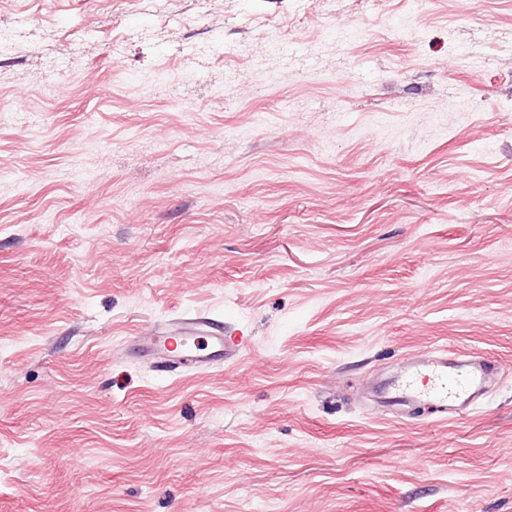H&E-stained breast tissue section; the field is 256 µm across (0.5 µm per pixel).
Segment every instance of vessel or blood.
Listing matches in <instances>:
<instances>
[{"label": "vessel or blood", "instance_id": "1", "mask_svg": "<svg viewBox=\"0 0 512 512\" xmlns=\"http://www.w3.org/2000/svg\"><path fill=\"white\" fill-rule=\"evenodd\" d=\"M140 353L168 365L203 368L236 357L243 345L239 336H227L205 321L187 319L175 327L134 337ZM492 362L460 360L449 362L445 352L417 362L392 386L395 395L423 403L431 412L445 414L449 404L469 406L483 391Z\"/></svg>", "mask_w": 512, "mask_h": 512}]
</instances>
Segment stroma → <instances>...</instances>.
<instances>
[{"mask_svg":"<svg viewBox=\"0 0 512 512\" xmlns=\"http://www.w3.org/2000/svg\"><path fill=\"white\" fill-rule=\"evenodd\" d=\"M0 512H512V0H0ZM193 317L236 362L163 372ZM500 367L442 416L373 387ZM202 341L199 346L198 341ZM134 346L143 355L168 365L203 368L236 357L242 350V336H224L202 319H185L175 327L136 336Z\"/></svg>","mask_w":512,"mask_h":512,"instance_id":"stroma-1","label":"stroma"}]
</instances>
